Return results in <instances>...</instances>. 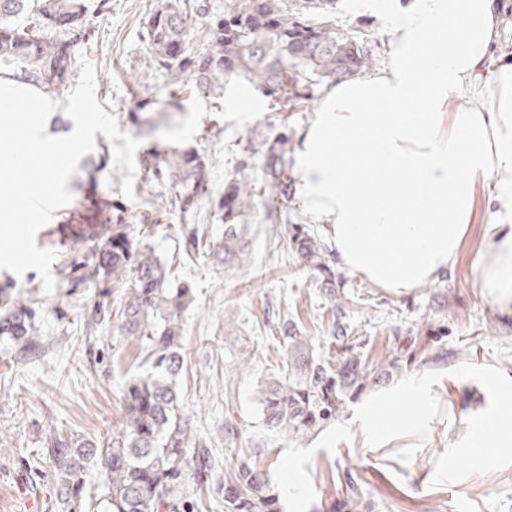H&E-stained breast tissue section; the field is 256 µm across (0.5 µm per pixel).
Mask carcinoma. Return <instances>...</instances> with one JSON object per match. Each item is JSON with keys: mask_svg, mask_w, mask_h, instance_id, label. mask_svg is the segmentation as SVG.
<instances>
[{"mask_svg": "<svg viewBox=\"0 0 512 512\" xmlns=\"http://www.w3.org/2000/svg\"><path fill=\"white\" fill-rule=\"evenodd\" d=\"M337 0H225L224 12L210 14L205 0H156L145 19L144 40L170 91L164 105L181 109L180 93L224 92L239 80L254 86L284 108L310 98L317 83L334 85L380 64L358 30L337 27L329 16ZM110 0H0V77L17 79L49 93L76 72L73 47L86 43L90 11L102 15ZM202 24L207 47L193 48L190 34ZM285 131L255 127L243 146L244 158L224 181L213 205L224 237L203 248L240 269L249 261L255 224H270L277 242L305 267L322 277L336 309L328 350L294 322L279 323L280 350L288 375L260 383L257 401L263 419L276 432L298 436L333 423L346 404L382 385L418 355L417 341L405 345L394 336L387 361H368L366 340H355L347 324L349 310L336 296L329 251L305 224L288 223L293 178L288 175ZM146 178L164 181L184 209L211 195L206 163L194 147H154L142 156ZM112 235L83 259L78 280L125 288L120 303L121 335L142 343L150 367L127 381L121 422L111 440L96 448L82 443L50 452L57 476L58 512H193L194 488L211 485L221 461L192 446L189 422L181 415L175 378L184 366L182 312L192 288L170 278L152 247L136 238L134 226L109 216ZM37 329L27 304L0 288V338L27 349ZM95 464L106 494L93 504L83 497L85 470ZM224 512H281L279 495L268 475L240 460L224 477Z\"/></svg>", "mask_w": 512, "mask_h": 512, "instance_id": "cac0c4a2", "label": "carcinoma"}]
</instances>
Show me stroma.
<instances>
[{
    "mask_svg": "<svg viewBox=\"0 0 512 512\" xmlns=\"http://www.w3.org/2000/svg\"><path fill=\"white\" fill-rule=\"evenodd\" d=\"M153 0H111L104 15H90L94 35L78 45L76 56L96 67V98L124 133L139 139V152L152 146L197 148L207 163L213 192L224 189L240 159L239 141L258 124H286L292 143L314 117L328 84L313 88L304 105L275 110L249 85L232 83L223 95L195 94L157 132L144 133L132 122L138 100L161 98L165 80L152 62L143 38L144 19ZM357 0H340L332 21L345 29L365 28L373 43L386 45L388 29ZM111 141L96 134L94 153L106 154L101 170L79 166L69 182L72 200L63 216L36 234L39 248L52 250L55 289L44 294L30 270L18 276L0 270V284L12 288L35 313L38 339L27 353L0 340V512H27V501L52 512L55 474L48 453L52 444H102L122 418L123 390L143 370L141 345L121 336L118 318L87 327L89 309L101 301L119 308L124 288L74 285V257L86 254L111 235L97 217L104 199L124 205L125 223L140 227V237L172 267L176 278L194 286V301L184 311L182 352L185 365L176 380L182 413L191 420L198 445L218 456L221 472L239 460L267 472L283 512H333L347 498L345 473H352L372 512H512V454L476 450L468 441L474 425L494 413L501 392L512 383V315L502 312L479 288L474 266L479 232L471 230L441 292L421 287L409 295L379 288L345 267L336 269V292L351 298L349 324L366 338L370 357L385 360L394 335L415 336L418 329L447 325L443 344H429L405 376L421 374L429 407L417 427L381 440L361 436L356 403H349L334 424L320 432L285 437L270 430L258 412L262 380L280 374L281 318L294 320L313 344L326 340L332 306L321 281L309 269L259 233L249 264L225 271L213 256L192 249L193 228L218 239L224 227L212 216L209 200L197 212L166 208L154 227L141 217L160 203L168 189L133 176V197H125V176L110 152ZM238 326L226 336L225 321ZM447 358H439L440 348ZM246 360L237 375L235 399L224 398V370ZM235 423L226 435V423Z\"/></svg>",
    "mask_w": 512,
    "mask_h": 512,
    "instance_id": "obj_1",
    "label": "stroma"
}]
</instances>
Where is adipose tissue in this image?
Here are the masks:
<instances>
[{"mask_svg": "<svg viewBox=\"0 0 512 512\" xmlns=\"http://www.w3.org/2000/svg\"><path fill=\"white\" fill-rule=\"evenodd\" d=\"M385 63L336 82L298 148L302 205L329 228L338 262L405 295L445 275L472 224L480 226L477 282L512 313V53H496L493 0H390ZM467 94V107L453 95ZM409 402L358 411L360 431L382 439L419 423L418 378Z\"/></svg>", "mask_w": 512, "mask_h": 512, "instance_id": "ef3b65f1", "label": "adipose tissue"}]
</instances>
